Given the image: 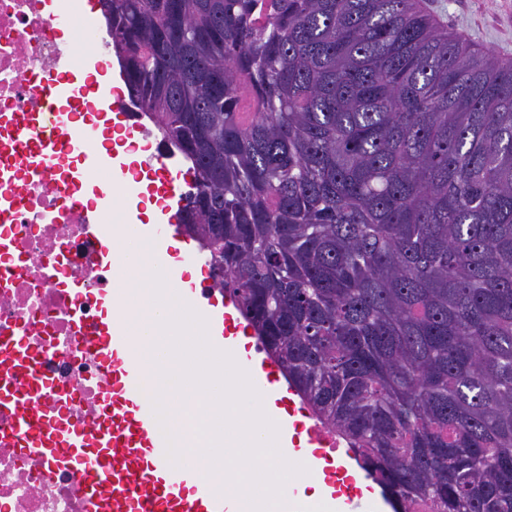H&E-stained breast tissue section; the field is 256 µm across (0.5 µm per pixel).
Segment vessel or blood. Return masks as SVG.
Wrapping results in <instances>:
<instances>
[{
    "label": "vessel or blood",
    "mask_w": 512,
    "mask_h": 512,
    "mask_svg": "<svg viewBox=\"0 0 512 512\" xmlns=\"http://www.w3.org/2000/svg\"><path fill=\"white\" fill-rule=\"evenodd\" d=\"M45 120L50 136L42 155L34 159L38 165L45 155L59 153L72 142L65 113H47ZM202 314L211 342L223 347L226 303L208 297ZM86 333L85 342L98 358V374L112 388V405L103 409L99 425L92 430L74 427L66 436L74 468H84L88 446H95L99 454L97 474L87 485L89 512H236L219 494L217 482L169 464L166 441L156 430L153 413L132 398L141 367L120 315L89 325ZM0 404L13 406L26 429L44 428L40 411L30 403L17 404L12 388L0 387Z\"/></svg>",
    "instance_id": "1"
}]
</instances>
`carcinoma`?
<instances>
[{"label": "carcinoma", "mask_w": 512, "mask_h": 512, "mask_svg": "<svg viewBox=\"0 0 512 512\" xmlns=\"http://www.w3.org/2000/svg\"><path fill=\"white\" fill-rule=\"evenodd\" d=\"M179 224L394 512H512V64L416 0H112Z\"/></svg>", "instance_id": "cac0c4a2"}]
</instances>
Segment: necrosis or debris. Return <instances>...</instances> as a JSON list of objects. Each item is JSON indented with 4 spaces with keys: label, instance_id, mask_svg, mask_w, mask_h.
I'll use <instances>...</instances> for the list:
<instances>
[{
    "label": "necrosis or debris",
    "instance_id": "4bbe7bcc",
    "mask_svg": "<svg viewBox=\"0 0 512 512\" xmlns=\"http://www.w3.org/2000/svg\"><path fill=\"white\" fill-rule=\"evenodd\" d=\"M79 29L83 43L102 42L85 17L83 0H0V383H11L17 398L44 406L55 418L51 431L97 421L108 387L97 377L94 354L84 343L88 322L100 319L102 292L112 285V268L100 261L88 236L85 215L103 206L106 189L121 183L136 189L124 171L72 174L95 149L103 99L77 100L68 73L89 77L95 63L59 43L56 28ZM57 76L60 112H79L86 134L48 169L30 158L37 138H21L23 125L38 126L37 98L43 79ZM23 346L28 366L11 362ZM34 437L19 431L16 415L0 410V512H84L81 473L51 466L31 452Z\"/></svg>",
    "mask_w": 512,
    "mask_h": 512
}]
</instances>
